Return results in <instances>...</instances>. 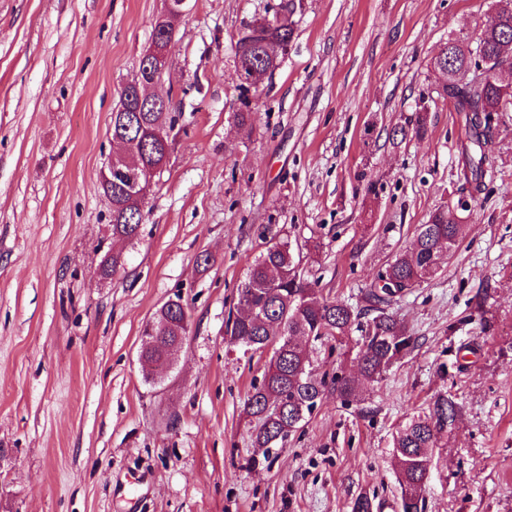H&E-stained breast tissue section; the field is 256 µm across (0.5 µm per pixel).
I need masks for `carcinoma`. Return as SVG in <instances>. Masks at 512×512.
I'll return each mask as SVG.
<instances>
[{
	"label": "carcinoma",
	"mask_w": 512,
	"mask_h": 512,
	"mask_svg": "<svg viewBox=\"0 0 512 512\" xmlns=\"http://www.w3.org/2000/svg\"><path fill=\"white\" fill-rule=\"evenodd\" d=\"M495 14L480 28L473 40L450 39L432 57L439 72H448L437 97L448 101L460 116L464 138L458 145V178L469 186L472 211L486 194L493 176L487 147L493 131L490 115L505 112L512 106V90L489 71L512 65L507 39H512V0H496ZM289 6L279 3L265 9L264 15L243 28L234 45L238 70L252 77V85L269 78L267 50L273 46L288 48L294 29L279 13ZM481 57L488 75L477 78L467 74L472 57ZM117 107L125 112L112 113V140L137 142L138 156L116 157L123 169L152 167L165 157L156 133L173 131L178 115L173 106L165 112H138L133 82L124 87ZM427 117L419 111L411 124L392 130V141L405 140L409 133L425 135ZM111 206L112 237L122 240L138 238L144 220L145 202L134 197L124 182L100 183ZM462 211L438 206L428 221L415 229L414 238L405 250L390 257L378 270L363 295L364 305L336 300L319 288L310 277L304 256L292 246L288 234L276 232L249 266L237 289V302L229 309L224 335L229 343L260 351L267 343H276L261 380L243 406L250 426L253 447L267 461L275 449L284 447L288 437L313 414L322 396L332 391L343 401L360 396L357 380L336 376L329 370L313 369L308 346L329 345L335 350L352 332L355 340L354 362L364 380L376 382L396 362L415 347V338L397 319L391 306L411 290L436 277L445 260L459 247ZM104 276L125 270L119 254L105 255L101 261ZM184 310L181 298L164 303L155 313L144 335L153 345L140 351L139 360L145 380L160 377L158 365L172 364L175 344L183 341L187 327L182 325ZM459 417L458 403L452 396L440 394L427 410L399 426L392 439V454L398 467L400 512H423L424 490L441 435L452 433Z\"/></svg>",
	"instance_id": "obj_1"
}]
</instances>
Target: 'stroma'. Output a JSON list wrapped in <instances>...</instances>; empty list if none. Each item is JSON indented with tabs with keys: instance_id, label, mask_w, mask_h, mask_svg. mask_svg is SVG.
I'll return each mask as SVG.
<instances>
[{
	"instance_id": "obj_1",
	"label": "stroma",
	"mask_w": 512,
	"mask_h": 512,
	"mask_svg": "<svg viewBox=\"0 0 512 512\" xmlns=\"http://www.w3.org/2000/svg\"><path fill=\"white\" fill-rule=\"evenodd\" d=\"M268 0H190L156 91L180 114L137 240H113L99 177L111 118L164 0H0V512H399L397 428L441 393L426 512H512V112L460 246L392 310L415 348L359 400L324 396L272 463L243 403L265 358L224 336L265 225L321 244V288L357 302L417 225L462 195L455 112L431 57L474 37L488 0H303L279 70L234 122L233 44ZM427 107L424 138L392 128ZM125 271L101 279L106 253ZM211 257L200 267V254ZM484 296L476 307V296ZM188 334L146 382L143 330L166 301Z\"/></svg>"
}]
</instances>
